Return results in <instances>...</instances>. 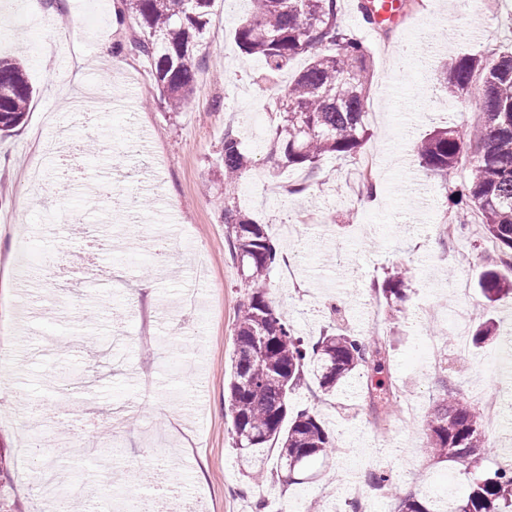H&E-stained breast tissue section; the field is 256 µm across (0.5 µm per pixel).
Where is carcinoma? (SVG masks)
<instances>
[{
    "mask_svg": "<svg viewBox=\"0 0 512 512\" xmlns=\"http://www.w3.org/2000/svg\"><path fill=\"white\" fill-rule=\"evenodd\" d=\"M215 0H121L123 20L140 30L135 46L150 61L160 96L170 109H180L193 92L192 60L210 23ZM251 10L234 30L238 48L261 64L270 82L298 57L306 65L273 99L278 123L269 153L279 169H316L326 158L357 159L369 138L367 122L373 60L368 48L340 21L341 0H251ZM440 81L450 97L468 95L473 77L482 75L478 89L483 119L470 141L472 156L467 182L450 197L453 205L480 214L484 237L498 249L501 264L512 263V51L490 65L464 53L440 64ZM34 88L20 57H0V132L24 125ZM463 133L438 127L415 144L422 167L441 185L458 171L464 151ZM219 163L224 168V224L230 254L246 290L234 329L227 394L230 439L239 461L252 472L265 469L264 449L278 446L275 471H291L295 458L312 462L333 448L318 416L293 410L291 396L312 374L322 394L338 390L356 372L384 369L390 347L385 336L364 338L345 325L333 305L331 321L311 343L296 334L288 318L269 300L270 274L280 247L264 225L235 205L239 181L251 167V157L232 130H224ZM478 286L489 303L512 294V280L497 268L484 270ZM377 292L387 305L404 302L405 273L386 275ZM493 336L507 348L505 331L492 321L476 329V344ZM394 381L368 387L383 409L396 400ZM426 448L470 473L481 456L493 450L472 404L437 401L424 422ZM369 484L395 503L396 512H437L414 494L403 495L399 483L385 471L369 473ZM453 512H512V465L473 478Z\"/></svg>",
    "mask_w": 512,
    "mask_h": 512,
    "instance_id": "cac0c4a2",
    "label": "carcinoma"
}]
</instances>
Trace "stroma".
<instances>
[{"label":"stroma","instance_id":"35a3bbf8","mask_svg":"<svg viewBox=\"0 0 512 512\" xmlns=\"http://www.w3.org/2000/svg\"><path fill=\"white\" fill-rule=\"evenodd\" d=\"M117 0H0L11 31L0 56L26 48L37 89L27 122L0 137V347L12 370L0 386V455L13 479L12 512H34V492L20 448L39 440L65 460L66 482L86 500L121 501L141 512L165 499L175 512H348L346 488L375 469L390 471L404 492L429 481L461 493L470 477L424 454L423 422L441 395L469 401L480 384L500 387L505 425L498 445L512 448V367L498 346L456 352L454 286L466 281L481 304L477 279L489 255L481 224L451 207L424 170L414 144L434 128L464 130L481 120V101H452L434 69L421 68L431 41L442 55L471 53L493 62L512 45V0L472 18L461 0H417L404 22L382 32L363 22L356 0L341 20L373 58L370 137L361 155L380 188L363 190L360 167L328 159L314 172L274 175L267 146L277 123L268 109L288 76L260 86V62L233 41L248 0H216L194 56V90L174 112L161 102L150 66L135 48L131 25H117ZM454 12L468 37L452 42L443 24ZM118 45L106 61L101 42ZM414 45L408 56L392 46ZM232 128L254 164L238 202L264 224L284 256L271 298L298 335L314 340L330 321V303L348 327L365 330L373 286L393 267L408 272L401 311L380 306L392 346L384 374L364 369L335 393L315 380L293 404L316 412L335 449L301 484L283 478L258 484L245 475L231 446L224 371L231 364L234 324L244 290L224 228L219 152ZM76 146L80 164L63 165L61 149ZM306 183L299 195L286 184ZM139 200L140 222L117 216ZM465 225L459 240L438 225ZM470 261L460 264L459 247ZM54 256L73 288L46 279L41 260ZM296 272H288L287 263ZM441 320L421 316L427 307ZM442 347L439 369L426 370L431 342ZM400 381V402L381 413L368 383ZM151 387H144V377ZM417 410L404 423L403 404ZM82 448L65 447L62 436ZM108 461L113 481L100 483L90 464Z\"/></svg>","mask_w":512,"mask_h":512}]
</instances>
